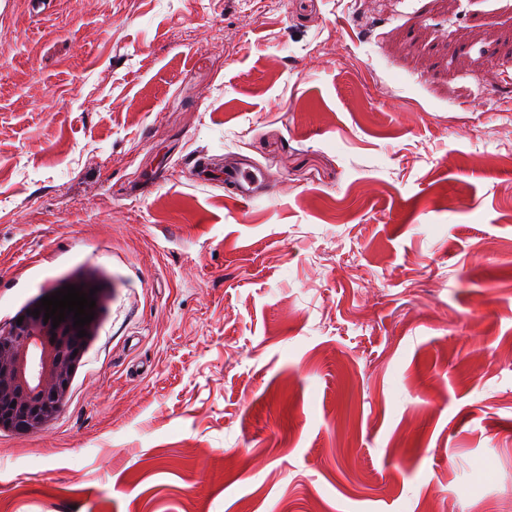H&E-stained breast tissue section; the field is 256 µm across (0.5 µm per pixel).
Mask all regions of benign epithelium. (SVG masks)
Masks as SVG:
<instances>
[{
    "mask_svg": "<svg viewBox=\"0 0 512 512\" xmlns=\"http://www.w3.org/2000/svg\"><path fill=\"white\" fill-rule=\"evenodd\" d=\"M36 308L39 315L30 314ZM44 313L38 301L22 314V324L0 328V428L36 431L59 415L95 326L75 327L70 314L55 328Z\"/></svg>",
    "mask_w": 512,
    "mask_h": 512,
    "instance_id": "1",
    "label": "benign epithelium"
}]
</instances>
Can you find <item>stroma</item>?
I'll list each match as a JSON object with an SVG mask.
<instances>
[{"label":"stroma","instance_id":"obj_1","mask_svg":"<svg viewBox=\"0 0 512 512\" xmlns=\"http://www.w3.org/2000/svg\"><path fill=\"white\" fill-rule=\"evenodd\" d=\"M74 280L0 512H512V0H0V328ZM224 182L233 186V198L242 204L248 205L259 196L263 178L256 170L244 169L236 173L226 174Z\"/></svg>","mask_w":512,"mask_h":512}]
</instances>
